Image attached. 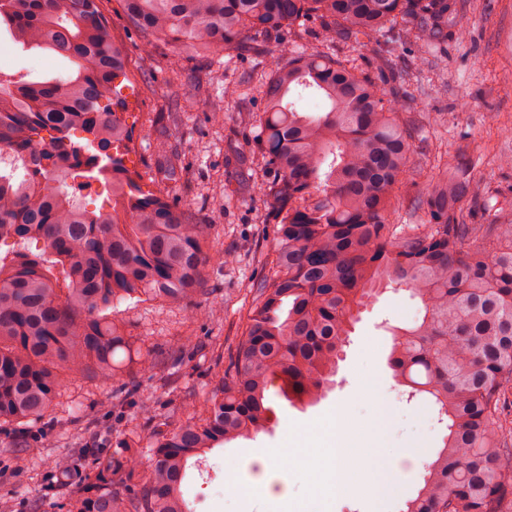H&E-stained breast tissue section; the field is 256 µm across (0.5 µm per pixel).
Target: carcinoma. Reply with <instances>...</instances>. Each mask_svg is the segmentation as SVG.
I'll list each match as a JSON object with an SVG mask.
<instances>
[{"instance_id":"1","label":"carcinoma","mask_w":512,"mask_h":512,"mask_svg":"<svg viewBox=\"0 0 512 512\" xmlns=\"http://www.w3.org/2000/svg\"><path fill=\"white\" fill-rule=\"evenodd\" d=\"M145 45L163 39L191 57L244 55L271 39L260 74V164L272 197L275 260L253 285L244 336L211 391L205 416L172 428L147 414L131 433L147 449L59 456L72 484L67 512H186L188 459L270 422L271 389L314 402L336 372L359 308L382 286L405 287L424 314L393 328L391 366L447 418L443 447L405 512H512V196L480 191L467 149L411 202L425 224H393L392 194L415 145L385 87L339 56L373 49L398 28L421 54L401 83L448 41L452 0H122ZM319 22L322 48L301 43ZM24 51L69 60L71 72L0 71V428L51 415L66 372L119 378L149 354L111 318L122 300L189 302L213 259L209 227L170 201L189 178L164 155L144 189L126 165L127 53L97 0H0V29ZM326 100L316 116L297 99ZM101 200V205L94 204ZM484 224L470 223L475 208ZM123 351L126 359L115 360Z\"/></svg>"}]
</instances>
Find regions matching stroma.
Listing matches in <instances>:
<instances>
[{"mask_svg":"<svg viewBox=\"0 0 512 512\" xmlns=\"http://www.w3.org/2000/svg\"><path fill=\"white\" fill-rule=\"evenodd\" d=\"M99 8L113 39L128 52V76L135 87L126 114L133 128L127 165L144 179H153L159 174L160 138L177 148L191 176L173 187L171 198L209 225V245L218 258L206 270L204 291L186 305L126 300L113 308V319L155 357L151 370L126 374L124 383L132 385V392L119 394L120 385L109 379L66 375L53 409L66 427L48 431L31 425L27 435L36 451L22 463L9 450L13 435L0 431V498L10 502L11 512H29L28 502L36 495L43 498L42 512H58L70 490L46 473L50 459L72 448L71 433L86 438L96 426L109 424L106 445L119 450L131 431L145 426L140 405L146 397L152 399L156 414L174 423L203 414L224 373L227 355L235 353L241 340L254 302L251 285L271 273L274 242L266 199L253 191L264 179L258 139L255 129L238 125L236 118L242 107L261 110V93L252 73L259 57L276 52L275 43L266 44L258 57L183 62L166 42L145 48L121 0H99ZM419 51L416 43L398 34L391 52L352 45L344 55L366 72L394 73ZM65 68V62L50 54L19 52L10 37L0 33L1 70L39 75ZM176 68L186 78L173 89L169 79ZM228 85L236 88L237 96L225 103L224 119L218 122L198 90L204 87L219 97ZM407 94L405 116L415 134V153L392 200V223H421L422 214L411 208L414 195L467 147L485 148L472 171L477 185L512 191V168L498 166L501 148L512 150V0H460V10L448 26L446 66L412 81ZM422 313L419 299L409 291L383 289L359 314L321 400L300 404L273 395L275 423L256 435L213 448L200 467L189 468L184 498L190 512H298L307 497L306 485L289 475L287 497L279 502L268 499L251 479L257 471L254 457L285 449L298 465L307 466L319 419L331 417L341 406L350 420L361 422L379 403L391 420L381 452L393 461L401 489L387 498L362 490L359 482L366 474L359 471L355 484L337 490L326 512H403L447 433L431 403L420 396L409 398L390 365L391 327L413 324ZM182 339L188 343L189 357L177 366L168 348ZM367 367L372 370L374 394L362 399L356 387Z\"/></svg>","mask_w":512,"mask_h":512,"instance_id":"35a3bbf8","label":"stroma"}]
</instances>
